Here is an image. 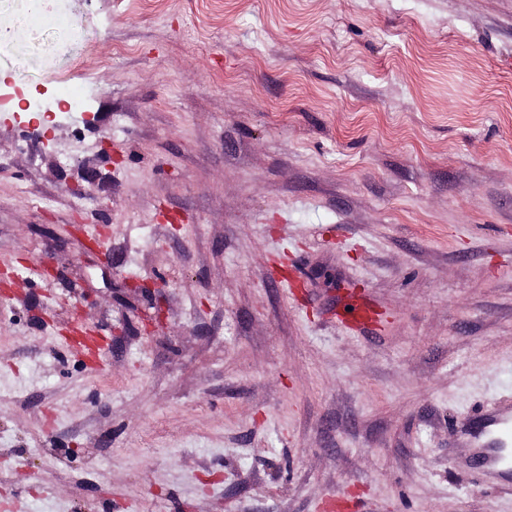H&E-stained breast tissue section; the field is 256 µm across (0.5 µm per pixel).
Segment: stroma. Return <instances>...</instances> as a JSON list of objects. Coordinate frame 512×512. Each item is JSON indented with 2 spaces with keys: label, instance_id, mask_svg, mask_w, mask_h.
<instances>
[{
  "label": "stroma",
  "instance_id": "stroma-1",
  "mask_svg": "<svg viewBox=\"0 0 512 512\" xmlns=\"http://www.w3.org/2000/svg\"><path fill=\"white\" fill-rule=\"evenodd\" d=\"M60 15L0 0V512H512L458 462L512 401V0Z\"/></svg>",
  "mask_w": 512,
  "mask_h": 512
}]
</instances>
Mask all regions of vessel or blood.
Masks as SVG:
<instances>
[{
  "label": "vessel or blood",
  "instance_id": "1",
  "mask_svg": "<svg viewBox=\"0 0 512 512\" xmlns=\"http://www.w3.org/2000/svg\"><path fill=\"white\" fill-rule=\"evenodd\" d=\"M470 456L477 459L485 476L512 484V466L505 464L502 450L512 439V408L485 413L468 429Z\"/></svg>",
  "mask_w": 512,
  "mask_h": 512
}]
</instances>
